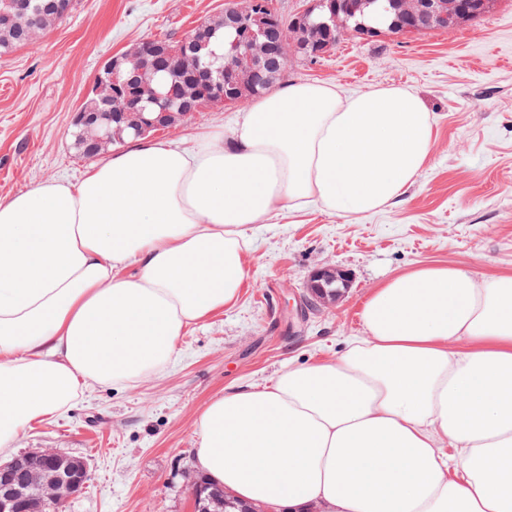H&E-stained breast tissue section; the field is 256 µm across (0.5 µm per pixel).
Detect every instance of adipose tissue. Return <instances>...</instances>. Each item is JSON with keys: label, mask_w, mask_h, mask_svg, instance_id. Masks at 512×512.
<instances>
[{"label": "adipose tissue", "mask_w": 512, "mask_h": 512, "mask_svg": "<svg viewBox=\"0 0 512 512\" xmlns=\"http://www.w3.org/2000/svg\"><path fill=\"white\" fill-rule=\"evenodd\" d=\"M434 140L409 88L292 83L231 133L137 141L79 184L0 200V456L90 386L161 372L185 326L236 299L246 227L310 203L375 212ZM363 325L338 362L212 400L197 471L272 512H512V274L395 275Z\"/></svg>", "instance_id": "ef3b65f1"}]
</instances>
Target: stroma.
Listing matches in <instances>:
<instances>
[{
  "mask_svg": "<svg viewBox=\"0 0 512 512\" xmlns=\"http://www.w3.org/2000/svg\"><path fill=\"white\" fill-rule=\"evenodd\" d=\"M232 0H79L36 48L0 55V199L50 180L79 183L96 164L74 146L75 113L112 57L150 38L182 40ZM512 0L453 33L350 38L320 62L291 58L285 83H335L345 95L386 85L416 92L436 120L426 165L402 200L354 218L310 205L247 229L237 299L192 323L166 368L128 387L96 385L32 424L17 453L49 448L88 464L62 512H194L200 414L225 390L272 384L284 370L337 360L364 337V305L388 278L430 264L512 273ZM215 106L156 142L189 148L230 130ZM347 271L334 304L301 311L317 269Z\"/></svg>",
  "mask_w": 512,
  "mask_h": 512,
  "instance_id": "1",
  "label": "stroma"
}]
</instances>
